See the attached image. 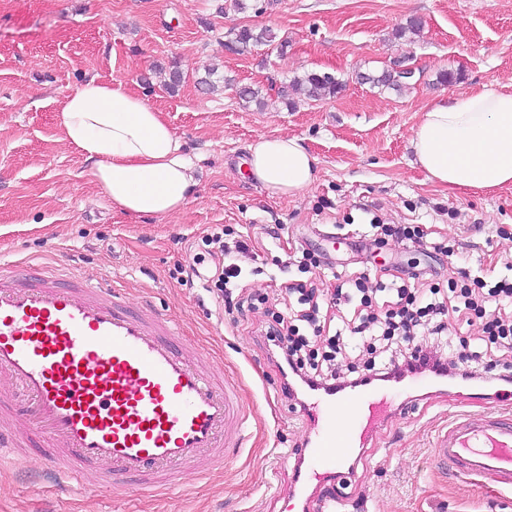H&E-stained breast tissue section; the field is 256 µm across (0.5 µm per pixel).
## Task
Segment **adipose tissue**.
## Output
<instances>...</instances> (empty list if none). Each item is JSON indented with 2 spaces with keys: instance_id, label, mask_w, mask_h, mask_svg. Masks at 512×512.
Wrapping results in <instances>:
<instances>
[{
  "instance_id": "obj_1",
  "label": "adipose tissue",
  "mask_w": 512,
  "mask_h": 512,
  "mask_svg": "<svg viewBox=\"0 0 512 512\" xmlns=\"http://www.w3.org/2000/svg\"><path fill=\"white\" fill-rule=\"evenodd\" d=\"M60 125L113 207L167 217L195 195L191 160L160 110L127 80L90 77L59 108ZM417 165L451 188L512 184V92L468 89L425 111L410 141ZM249 174L270 195L295 197L315 181L318 162L296 136H259Z\"/></svg>"
}]
</instances>
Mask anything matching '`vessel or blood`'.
<instances>
[{
	"instance_id": "1",
	"label": "vessel or blood",
	"mask_w": 512,
	"mask_h": 512,
	"mask_svg": "<svg viewBox=\"0 0 512 512\" xmlns=\"http://www.w3.org/2000/svg\"><path fill=\"white\" fill-rule=\"evenodd\" d=\"M179 334L109 277L64 282L46 269L31 280L21 266L0 269V372L34 419L26 432L0 429V457L43 442L58 483L93 465L116 489L129 477L166 481L173 466L194 471L205 453L223 462L225 444L241 438L238 390L178 349ZM412 407L370 386L315 398L307 408L314 465L305 477L345 481L342 464L354 448ZM433 459L511 492L512 416L461 418L438 437Z\"/></svg>"
}]
</instances>
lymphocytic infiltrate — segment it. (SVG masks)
<instances>
[{"mask_svg": "<svg viewBox=\"0 0 512 512\" xmlns=\"http://www.w3.org/2000/svg\"><path fill=\"white\" fill-rule=\"evenodd\" d=\"M202 242L203 253L189 264L177 265L175 279L192 281L199 265L212 260L214 272L208 286L223 302L225 314L254 309L263 295L242 285V269L234 258L235 251L247 249V242L227 246L220 228ZM505 268L506 276L491 285L462 273L446 291L435 283L418 288L407 280L371 287L363 274L329 293L311 279L289 282L284 290L291 304L260 325L256 338L274 358L284 379L282 393L290 400H301L312 391L371 386L424 372L439 379L455 376L465 382L486 383L497 392L506 390L512 388V368L503 364L505 358H512V317L486 312L491 300L512 304V260ZM345 305L353 307V321L327 334L323 309ZM453 312L464 313L468 323H479L478 335L459 339L445 355L428 349V339L450 335ZM351 338L370 355L364 365L348 360Z\"/></svg>", "mask_w": 512, "mask_h": 512, "instance_id": "lymphocytic-infiltrate-1", "label": "lymphocytic infiltrate"}]
</instances>
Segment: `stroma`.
<instances>
[{"label":"stroma","instance_id":"obj_1","mask_svg":"<svg viewBox=\"0 0 512 512\" xmlns=\"http://www.w3.org/2000/svg\"><path fill=\"white\" fill-rule=\"evenodd\" d=\"M0 0V266L29 263L96 281L111 276L132 302L149 301L179 327L187 353L207 352L238 389L246 419L240 447L225 464L202 458L193 474L170 484L132 486L116 495L97 467L58 491L39 468V446L0 458V512H302L327 487L294 481L287 455L305 439L304 417L281 392L274 362L255 328L284 311L282 284L298 278L279 260L318 250L325 266L310 277L370 282L423 273L449 288L460 268L492 282L512 256V185L492 192L451 189L413 163L410 140L424 111L473 87L512 91V0ZM418 19L413 42L396 28ZM235 26L271 27L284 48L239 53ZM412 53L421 77L398 93L355 81ZM176 68V91L152 80L154 67ZM235 79L208 92L206 70ZM443 70L454 72L437 84ZM307 71L345 86L335 97L287 106L278 91ZM124 78L161 110L198 181L194 200L170 217L135 218L113 209L77 148L64 137L57 109L85 78ZM240 86L260 88L265 107L241 100ZM302 138L318 159L316 181L295 197H271L247 173V147L262 135ZM419 224L424 245L376 240L371 220ZM250 239L237 254L248 286L266 298L229 323L202 279L180 285L177 265L202 252L218 225ZM447 244L449 254L434 252ZM261 275H254V268ZM474 384L446 386L405 379L396 400L412 413L393 417L372 437L342 492L346 512H512V492L435 468L437 434L467 413L497 407L476 399Z\"/></svg>","mask_w":512,"mask_h":512}]
</instances>
